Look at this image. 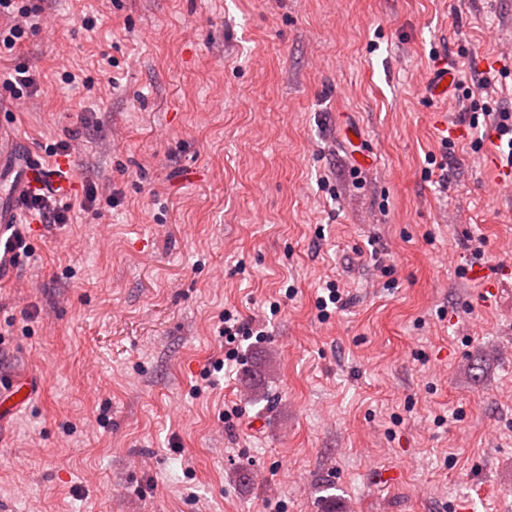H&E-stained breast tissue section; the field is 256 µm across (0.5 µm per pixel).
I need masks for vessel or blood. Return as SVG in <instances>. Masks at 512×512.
Segmentation results:
<instances>
[{"label": "vessel or blood", "instance_id": "vessel-or-blood-1", "mask_svg": "<svg viewBox=\"0 0 512 512\" xmlns=\"http://www.w3.org/2000/svg\"><path fill=\"white\" fill-rule=\"evenodd\" d=\"M76 189L67 160L48 165L24 141L0 138V233L20 223L24 204L33 194L61 195ZM470 274L484 282L486 295L493 296L512 278V263L501 261L492 269L476 266Z\"/></svg>", "mask_w": 512, "mask_h": 512}]
</instances>
